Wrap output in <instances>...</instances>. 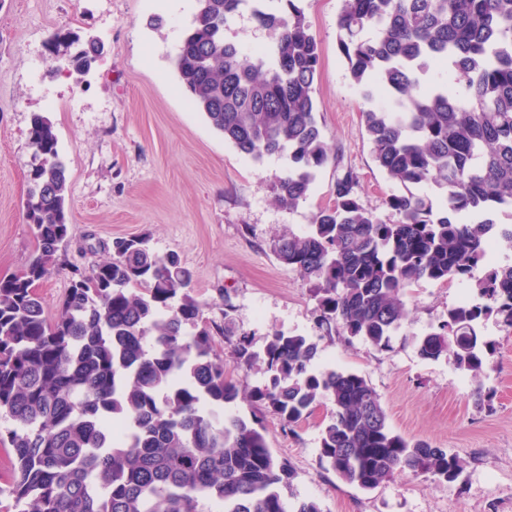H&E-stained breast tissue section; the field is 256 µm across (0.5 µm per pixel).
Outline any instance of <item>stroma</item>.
Segmentation results:
<instances>
[{
    "label": "stroma",
    "mask_w": 512,
    "mask_h": 512,
    "mask_svg": "<svg viewBox=\"0 0 512 512\" xmlns=\"http://www.w3.org/2000/svg\"><path fill=\"white\" fill-rule=\"evenodd\" d=\"M342 5L299 3L320 55L317 118L336 159L317 172L306 200L286 209L270 185L287 159L273 155L257 164L242 155L180 87L175 58L195 0H0V277L23 272L37 246L23 202L33 160L31 118L40 113L57 134L71 223L57 272L37 284L48 317L56 316L73 268L105 258L116 238H148L154 253L177 254L193 271L207 320L223 324L216 301L228 292L233 326L250 333L254 350L276 331L311 338L317 366L366 377L395 433L464 462L452 483L403 473L365 491L320 462L331 404L292 433L267 413L268 446L293 469L281 489L285 499H314L323 512H512V328L486 324L482 333L496 351L475 376L457 370L451 354L421 358L417 337L437 329L464 291L424 281L413 289L410 317L392 351L327 336L316 326L310 283L273 251L279 233L308 231L313 212L332 202L343 169L357 172L362 205L382 218L390 216L385 199L400 189L376 165L366 140L367 102L339 45ZM60 30L101 43L87 73L52 66L45 45ZM224 37L245 51L272 44L248 9L229 21ZM477 386L492 393V410L476 405Z\"/></svg>",
    "instance_id": "stroma-1"
}]
</instances>
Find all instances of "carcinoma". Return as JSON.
<instances>
[{
    "label": "carcinoma",
    "instance_id": "1",
    "mask_svg": "<svg viewBox=\"0 0 512 512\" xmlns=\"http://www.w3.org/2000/svg\"><path fill=\"white\" fill-rule=\"evenodd\" d=\"M176 58L182 89L210 125L255 162L288 154L272 186L292 209L330 160L314 85L317 43L297 0H265L256 21L277 31L266 53L243 55L224 28L248 0H196ZM340 46L364 87L367 140L377 166L404 187L429 184L441 199L389 195L392 220L359 200V177H336L334 201L317 209L304 235L274 241L279 260L312 283L317 327L378 351L409 317L410 288L422 281H474L477 298L448 309L418 353L452 352L457 369L478 374L495 343L481 326L512 328V265L492 243L512 241V0H343ZM58 31L51 61L86 71L95 42ZM439 59L446 79L423 76ZM30 142L45 156L29 173L24 202L38 247L23 273L0 278V420L11 421V481L0 512H322L291 506L279 487L289 464L268 448L259 420L224 419L241 389L214 347L218 329L236 366L261 369L248 397L293 432L323 401L332 404L320 459L338 479L373 490L401 471L454 482L464 462L426 440L392 431L381 397L362 375L317 370L308 337L275 332L262 351L232 327L204 321L193 275L148 239L117 238L108 258L73 271L55 318L34 285L51 273L70 237L66 169L52 122L31 120Z\"/></svg>",
    "mask_w": 512,
    "mask_h": 512
}]
</instances>
